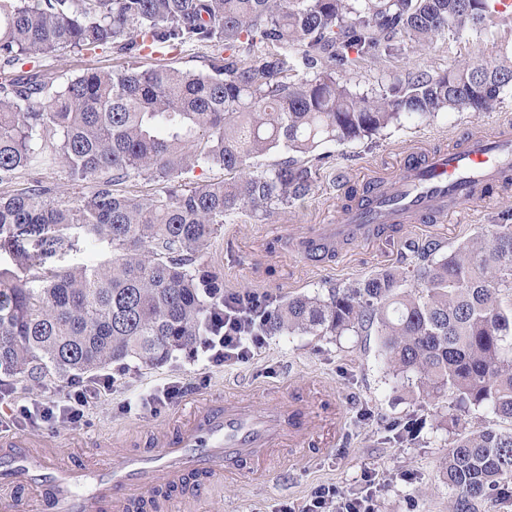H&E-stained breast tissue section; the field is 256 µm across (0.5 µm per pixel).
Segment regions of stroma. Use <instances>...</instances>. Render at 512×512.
I'll return each instance as SVG.
<instances>
[{"instance_id":"stroma-1","label":"stroma","mask_w":512,"mask_h":512,"mask_svg":"<svg viewBox=\"0 0 512 512\" xmlns=\"http://www.w3.org/2000/svg\"><path fill=\"white\" fill-rule=\"evenodd\" d=\"M507 34L499 21L464 37L448 34L425 54L409 52L390 63L365 64L352 74L351 82L366 91L390 83L408 69L437 73L474 55L492 63ZM130 62V57L107 46L92 53L67 51L40 61L39 66L63 82L90 68L112 70ZM501 123L512 124L510 96L491 112L408 117L372 139L329 145L334 167L317 173L309 196L272 219L242 216L225 225L203 260L223 269L225 291H255L276 303L291 295L324 296L330 287L344 286L387 267L411 269L410 244L435 239L447 248L463 236L489 229L499 213L512 206V187L494 189L489 201L465 206L461 215H449L444 223L428 229L409 227L392 244L347 245L325 263L296 258L292 236L304 225L327 223L344 204L347 188H364L367 179L378 172L397 174L413 152L449 149L464 133L490 134ZM129 369L128 387L102 395L84 425L71 429L48 424L40 428V435L59 450L83 453L90 461L104 451L123 454L137 440L163 431L173 418L184 416L181 401L157 415L123 410L124 403L134 401L137 393L176 374L195 382L197 397L223 390L274 403L282 395L318 384L329 400L342 407L335 447L314 458L295 459L286 472L258 483L214 481L205 498L187 502L188 512H282L284 506L305 503L321 485L372 497L375 512H450L448 486L439 477L441 463L449 441L463 425H475L479 419L473 413L465 423L452 419L446 427H438L433 406H414L407 389L389 373L376 341L364 342L357 336H272L257 359L230 371L202 369L183 352L153 368L133 362ZM411 423L417 427L414 441L396 439V432Z\"/></svg>"}]
</instances>
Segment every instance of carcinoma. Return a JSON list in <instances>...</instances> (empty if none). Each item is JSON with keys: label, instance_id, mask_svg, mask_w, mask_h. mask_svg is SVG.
Instances as JSON below:
<instances>
[{"label": "carcinoma", "instance_id": "cac0c4a2", "mask_svg": "<svg viewBox=\"0 0 512 512\" xmlns=\"http://www.w3.org/2000/svg\"><path fill=\"white\" fill-rule=\"evenodd\" d=\"M499 0H0V64L112 46L145 58L210 45L198 73L90 68L59 84L23 71L0 83V372L64 379L135 360L157 366L191 349L224 300L201 262L224 225L260 221L307 196L329 144H347L441 112H489L512 91V41L431 74L359 92L364 62L425 52L496 19ZM309 73L294 78L297 69ZM274 153L270 168L251 160ZM65 167L88 185L58 201L34 178ZM197 167L227 178L174 185ZM143 178L149 194L126 190ZM106 244L97 266L60 259ZM412 277L382 270L295 295L269 310V336H375L389 371L421 400L490 420L448 443L440 470L455 512L512 504V224L450 251L415 254Z\"/></svg>", "mask_w": 512, "mask_h": 512}]
</instances>
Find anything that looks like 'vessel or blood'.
<instances>
[{"mask_svg": "<svg viewBox=\"0 0 512 512\" xmlns=\"http://www.w3.org/2000/svg\"><path fill=\"white\" fill-rule=\"evenodd\" d=\"M510 185L512 126L505 124L492 135H466L448 152L412 157L356 205L340 208L334 223L307 227L297 250L305 258L345 240L388 239L403 225L445 221ZM313 408L301 392L274 407L248 395H215L157 435L153 448L122 454L106 468L2 433L0 512H181L172 490L189 477L251 479L327 447L328 438L310 426Z\"/></svg>", "mask_w": 512, "mask_h": 512, "instance_id": "b4317fda", "label": "vessel or blood"}]
</instances>
